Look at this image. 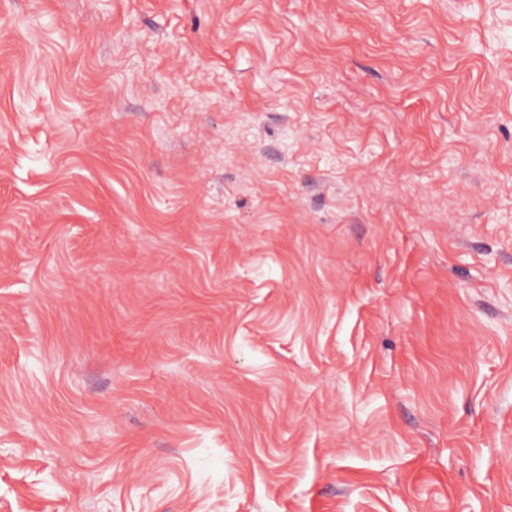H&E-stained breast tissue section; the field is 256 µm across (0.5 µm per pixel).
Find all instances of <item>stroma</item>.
<instances>
[{"label": "stroma", "instance_id": "35a3bbf8", "mask_svg": "<svg viewBox=\"0 0 512 512\" xmlns=\"http://www.w3.org/2000/svg\"><path fill=\"white\" fill-rule=\"evenodd\" d=\"M0 512H512V0H0Z\"/></svg>", "mask_w": 512, "mask_h": 512}]
</instances>
